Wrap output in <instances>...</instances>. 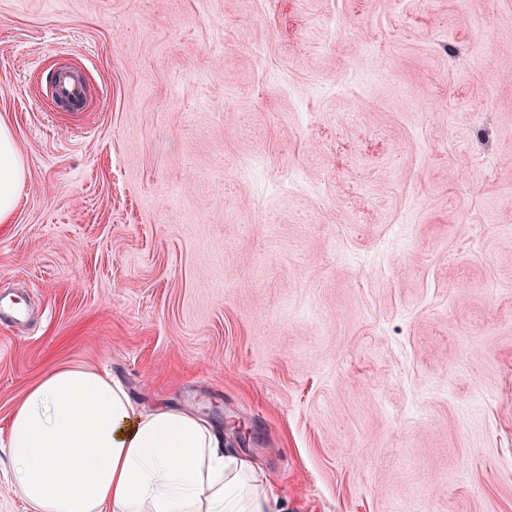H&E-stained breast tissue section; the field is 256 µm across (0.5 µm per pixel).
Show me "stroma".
Returning <instances> with one entry per match:
<instances>
[{
  "label": "stroma",
  "mask_w": 512,
  "mask_h": 512,
  "mask_svg": "<svg viewBox=\"0 0 512 512\" xmlns=\"http://www.w3.org/2000/svg\"><path fill=\"white\" fill-rule=\"evenodd\" d=\"M0 118L1 431L77 363L276 512H512V0H0ZM89 88L84 79L65 68L59 67L53 75V83L50 89L51 99H85L88 96ZM25 187L22 155L7 123L0 118V223L16 210Z\"/></svg>",
  "instance_id": "35a3bbf8"
}]
</instances>
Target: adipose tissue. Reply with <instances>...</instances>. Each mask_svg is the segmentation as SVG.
Wrapping results in <instances>:
<instances>
[{
	"label": "adipose tissue",
	"instance_id": "adipose-tissue-1",
	"mask_svg": "<svg viewBox=\"0 0 512 512\" xmlns=\"http://www.w3.org/2000/svg\"><path fill=\"white\" fill-rule=\"evenodd\" d=\"M25 187L0 119V223ZM10 477L31 512H274L265 476L196 412L138 409L120 383L81 365L31 385L8 422Z\"/></svg>",
	"mask_w": 512,
	"mask_h": 512
}]
</instances>
